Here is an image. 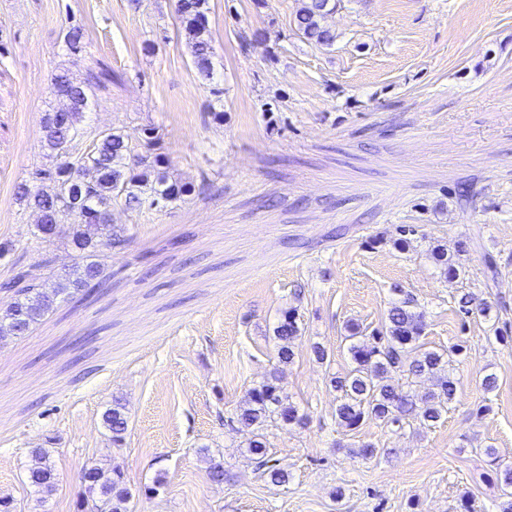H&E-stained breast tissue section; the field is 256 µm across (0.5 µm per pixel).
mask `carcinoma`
<instances>
[{
	"label": "carcinoma",
	"mask_w": 512,
	"mask_h": 512,
	"mask_svg": "<svg viewBox=\"0 0 512 512\" xmlns=\"http://www.w3.org/2000/svg\"><path fill=\"white\" fill-rule=\"evenodd\" d=\"M204 2L179 0L178 16L187 35L191 61L198 74L208 79L213 71L214 51ZM339 4L340 0H301L293 18L294 34L311 44L332 46L336 33L327 25V19ZM121 81V74L104 61L82 80L73 79L65 71L53 78L51 94L58 105L45 113L41 125L42 146L52 166L40 173L39 189L33 191L25 184L18 187L19 199L37 215L31 237L19 249L40 250L63 239L74 252L75 261L54 273L47 286L36 283L21 263H15L13 276L0 282V340L29 334L60 304L107 283V253L131 241L125 227L111 222L112 206L120 205L139 215L185 201L205 190L204 179L196 185L170 178L166 156L151 153L157 140L152 128L144 129L138 137L121 130H104L83 146L92 97ZM454 195L460 204L472 205L480 190L460 184ZM396 231L393 246L410 249L416 227L404 224ZM429 258L447 280L464 274L462 266L444 248L433 247ZM398 293L401 298L388 309L381 328L368 333L358 324L347 325L344 340L352 368L348 374L332 379L338 392L334 419L344 429L355 430L367 420L384 424L416 421L433 427L448 413V405L455 399L457 387L449 366L453 357L463 352L464 345L457 343L446 351L425 347V313L403 289ZM458 309L465 317L475 312L485 317L490 314L489 305L469 292L460 296ZM300 333L296 309L284 310L274 329L278 364L293 362L294 344ZM424 380L433 382V389L419 397L412 386ZM280 381L275 371L249 388L236 414L240 424L252 428L248 448L261 477L275 486L288 484V473L272 464L263 430L270 423L302 428L308 420L289 402ZM103 424L112 444L122 445L127 419L121 404L106 410ZM483 454L507 496V501L499 505L500 512H512V464L503 462L494 448L484 449ZM79 482L84 491L78 496V512H132L134 496L120 469L92 465L84 470ZM25 484L41 503L52 494L56 470L48 450L33 451Z\"/></svg>",
	"instance_id": "cac0c4a2"
}]
</instances>
